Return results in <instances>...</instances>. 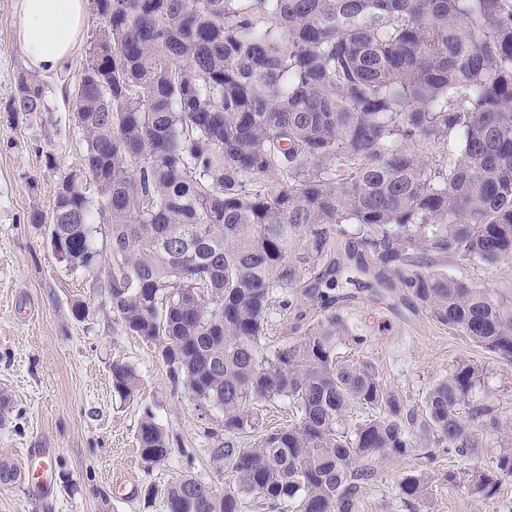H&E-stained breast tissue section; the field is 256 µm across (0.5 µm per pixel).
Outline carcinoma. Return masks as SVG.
<instances>
[{
	"label": "carcinoma",
	"mask_w": 512,
	"mask_h": 512,
	"mask_svg": "<svg viewBox=\"0 0 512 512\" xmlns=\"http://www.w3.org/2000/svg\"><path fill=\"white\" fill-rule=\"evenodd\" d=\"M96 2L73 103L84 165L30 221L78 251L125 331L163 341L173 380L222 414L224 492L183 475L166 512H242L251 497L362 512L378 463L435 448L474 464L470 493L492 497L512 480V415L461 359L400 417L373 364L339 355L370 327L336 308L331 254L355 226L376 280L512 364V293L448 275L512 258V0ZM43 108L20 72L9 111ZM448 143L440 163L415 150ZM296 302L317 316L266 342ZM140 387L112 364L121 399ZM282 400L294 419L263 429L259 408ZM492 435L491 465L475 464ZM137 441L148 466L169 454L149 416ZM428 489L410 472L395 497L417 512Z\"/></svg>",
	"instance_id": "obj_1"
}]
</instances>
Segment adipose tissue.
I'll list each match as a JSON object with an SVG mask.
<instances>
[{"mask_svg": "<svg viewBox=\"0 0 512 512\" xmlns=\"http://www.w3.org/2000/svg\"><path fill=\"white\" fill-rule=\"evenodd\" d=\"M87 0H20L15 36L27 66L49 75L73 54L87 21Z\"/></svg>", "mask_w": 512, "mask_h": 512, "instance_id": "1", "label": "adipose tissue"}]
</instances>
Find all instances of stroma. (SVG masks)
I'll use <instances>...</instances> for the list:
<instances>
[{"instance_id":"1","label":"stroma","mask_w":512,"mask_h":512,"mask_svg":"<svg viewBox=\"0 0 512 512\" xmlns=\"http://www.w3.org/2000/svg\"><path fill=\"white\" fill-rule=\"evenodd\" d=\"M18 5L0 0V512H163L164 489L187 474L223 491L224 475L211 458L220 413L198 409L174 382L159 343L127 333L85 275L57 257L47 225L30 221L32 212H51L58 182L84 163L73 96L96 22L87 21L62 70L43 76L44 111L16 114L8 105L26 68L13 25ZM448 272L512 292V260L494 267L462 262ZM80 302L82 316L75 313ZM342 310L370 321L374 332L362 353L403 410L420 406L428 388L465 358L482 369L487 401L512 413V364L435 324L411 301L398 296L378 303L362 292ZM117 361L140 374L134 399L112 390ZM148 417L162 427L171 450L149 468L137 442ZM26 448L57 451L46 497L28 495L7 469ZM379 468L382 480L366 490L364 512H377L405 471L431 477L422 512H501L512 502V482L492 498L472 496L471 464L441 451L432 462L413 455ZM450 469L457 475L452 488L443 480Z\"/></svg>"}]
</instances>
